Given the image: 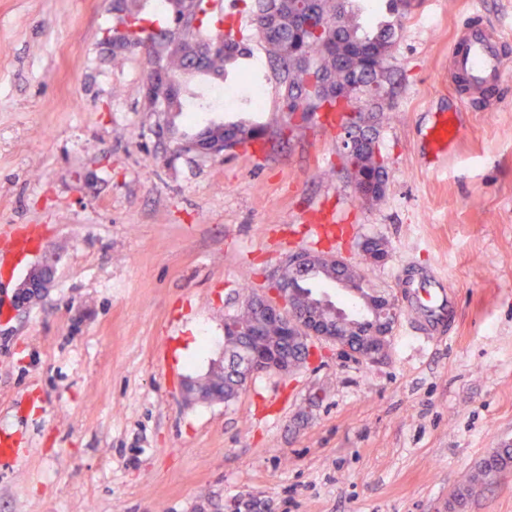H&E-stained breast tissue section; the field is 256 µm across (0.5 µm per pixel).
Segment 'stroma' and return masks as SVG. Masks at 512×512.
<instances>
[{"label":"stroma","instance_id":"1","mask_svg":"<svg viewBox=\"0 0 512 512\" xmlns=\"http://www.w3.org/2000/svg\"><path fill=\"white\" fill-rule=\"evenodd\" d=\"M480 16L512 59V0H417L393 50L378 127L383 200L337 179L338 130L315 124L275 150L173 154L143 107L144 52H104L112 0H0V512H448L451 492L512 444V76L468 106L449 70L457 28ZM233 102L175 119L176 134L246 118ZM457 143L423 157L433 113ZM340 220L311 241L323 213ZM40 245L23 266L8 228ZM379 239L385 263L364 262ZM313 246L404 298L403 270L436 268L449 335L399 318L386 358L315 344L292 376L253 374L231 402H184L183 379L224 358V318ZM55 261L39 301L14 309L26 272ZM461 512H512V470Z\"/></svg>","mask_w":512,"mask_h":512}]
</instances>
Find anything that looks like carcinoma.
I'll use <instances>...</instances> for the list:
<instances>
[{"label": "carcinoma", "instance_id": "carcinoma-1", "mask_svg": "<svg viewBox=\"0 0 512 512\" xmlns=\"http://www.w3.org/2000/svg\"><path fill=\"white\" fill-rule=\"evenodd\" d=\"M404 2L406 0H390L392 18L381 19L365 28L358 22V9L353 0H256L249 11L250 26L247 32L241 34L238 49L226 51L222 56H199L201 47L219 38L210 20L206 19L200 27L186 34L177 51L169 52L161 45L149 46L140 40L128 46L112 48V60L118 62L125 53L145 48L149 56L161 60L167 73L179 79L195 73H202L209 79L224 78L234 71L243 80L252 77V72L242 64V58L251 56L257 45L273 62L280 89L278 111L282 112L287 107L292 112L304 115L314 107L315 95L328 102L332 108L335 107V101L319 92H311L308 89L309 69L291 60V47L297 38L295 17L300 15L316 22L325 21L331 24L332 38L337 41V47L330 51L313 49V35L307 32L302 40L303 53L311 55L312 63L317 65V71L323 74L329 87L337 86L345 92L347 108L365 112L371 119L370 133L363 136L357 152L351 158V176L357 179L365 174L385 170V156L376 144V125L383 116V96L378 89L392 85L390 58L395 37L403 20L411 13ZM183 8V0H164L167 26L179 24ZM112 13L122 14L150 26L157 24L156 19L142 15L140 0H112ZM271 129L270 125L249 121L211 122L196 132V136L209 137L222 133L226 141L256 143L264 147L273 137ZM334 274L335 270L325 265L307 278H289L288 282L297 287L298 304L303 306L314 303L312 283L334 281ZM259 322L261 314L251 295L239 311L224 318L226 325ZM511 465L512 448L505 446L496 449L468 481L454 491V495L464 500L472 497L493 479L495 473H501Z\"/></svg>", "mask_w": 512, "mask_h": 512}]
</instances>
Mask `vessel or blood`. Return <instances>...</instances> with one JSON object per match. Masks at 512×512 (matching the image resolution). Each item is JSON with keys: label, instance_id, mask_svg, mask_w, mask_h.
Listing matches in <instances>:
<instances>
[{"label": "vessel or blood", "instance_id": "1", "mask_svg": "<svg viewBox=\"0 0 512 512\" xmlns=\"http://www.w3.org/2000/svg\"><path fill=\"white\" fill-rule=\"evenodd\" d=\"M448 57L454 76L462 80L460 92L468 100L500 86L511 66L500 54L496 36L481 22H470L463 27L457 39L450 43ZM458 134L453 113L435 114L424 133V151L430 162L444 157ZM411 279L416 282L417 290L409 296L408 310L422 340L427 342L445 325L449 287L435 271L415 269Z\"/></svg>", "mask_w": 512, "mask_h": 512}]
</instances>
